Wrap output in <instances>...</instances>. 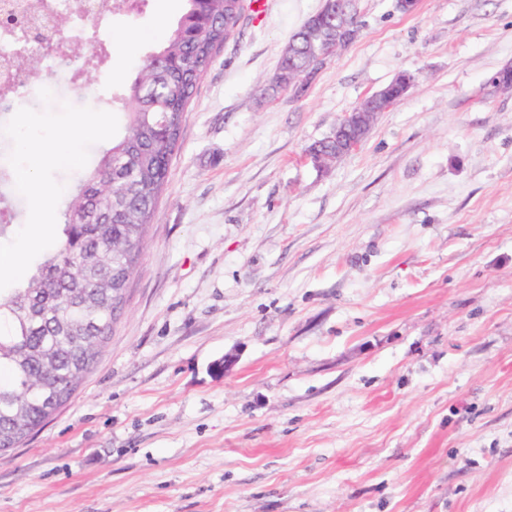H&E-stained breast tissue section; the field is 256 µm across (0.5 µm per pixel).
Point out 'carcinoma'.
Returning a JSON list of instances; mask_svg holds the SVG:
<instances>
[{"mask_svg": "<svg viewBox=\"0 0 512 512\" xmlns=\"http://www.w3.org/2000/svg\"><path fill=\"white\" fill-rule=\"evenodd\" d=\"M121 98L124 134L86 176L64 213L62 238L15 288L0 290V448L16 447L62 403L51 388L90 372L125 305L153 223L184 114L243 0H195ZM94 259L81 268V256Z\"/></svg>", "mask_w": 512, "mask_h": 512, "instance_id": "1", "label": "carcinoma"}]
</instances>
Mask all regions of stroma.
<instances>
[{
	"label": "stroma",
	"mask_w": 512,
	"mask_h": 512,
	"mask_svg": "<svg viewBox=\"0 0 512 512\" xmlns=\"http://www.w3.org/2000/svg\"><path fill=\"white\" fill-rule=\"evenodd\" d=\"M322 4L245 7L216 51L124 312L68 402L0 455V512H512V92L491 82L512 0H353L360 38L304 91L272 87ZM182 7L104 21L91 85L0 112L1 253L58 241ZM404 71L415 86L319 167L310 146ZM32 164L56 191L41 226L15 189Z\"/></svg>",
	"instance_id": "35a3bbf8"
}]
</instances>
